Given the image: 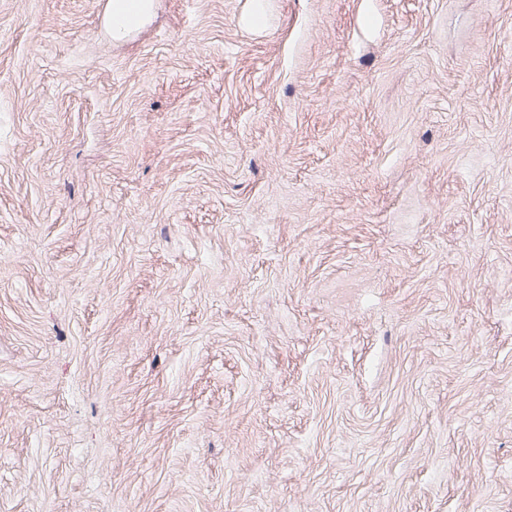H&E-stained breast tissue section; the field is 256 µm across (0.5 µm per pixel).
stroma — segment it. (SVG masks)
<instances>
[{"label":"stroma","mask_w":512,"mask_h":512,"mask_svg":"<svg viewBox=\"0 0 512 512\" xmlns=\"http://www.w3.org/2000/svg\"><path fill=\"white\" fill-rule=\"evenodd\" d=\"M0 0V512H512V0ZM155 0H108L107 25L113 41H123L153 15Z\"/></svg>","instance_id":"obj_1"}]
</instances>
